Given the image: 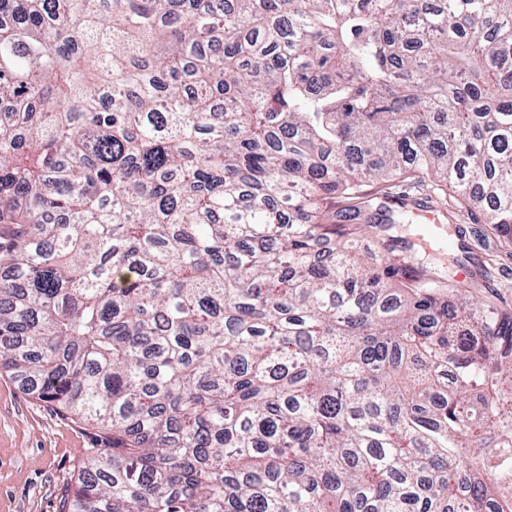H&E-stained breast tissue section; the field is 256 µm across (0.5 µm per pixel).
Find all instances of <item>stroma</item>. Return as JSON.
<instances>
[{
    "label": "stroma",
    "instance_id": "35a3bbf8",
    "mask_svg": "<svg viewBox=\"0 0 512 512\" xmlns=\"http://www.w3.org/2000/svg\"><path fill=\"white\" fill-rule=\"evenodd\" d=\"M392 192L382 213L395 219L401 243L412 242L415 225H447L455 248L419 250L421 262L454 286L476 285L477 295L512 313V248L484 218L463 208L448 211L433 188L397 180ZM106 448L97 429L28 394L0 370V512H60L87 459Z\"/></svg>",
    "mask_w": 512,
    "mask_h": 512
}]
</instances>
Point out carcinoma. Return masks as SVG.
<instances>
[{
  "label": "carcinoma",
  "mask_w": 512,
  "mask_h": 512,
  "mask_svg": "<svg viewBox=\"0 0 512 512\" xmlns=\"http://www.w3.org/2000/svg\"><path fill=\"white\" fill-rule=\"evenodd\" d=\"M397 178L512 245V0H0V368L112 438L62 512H512V315L392 287Z\"/></svg>",
  "instance_id": "obj_1"
}]
</instances>
